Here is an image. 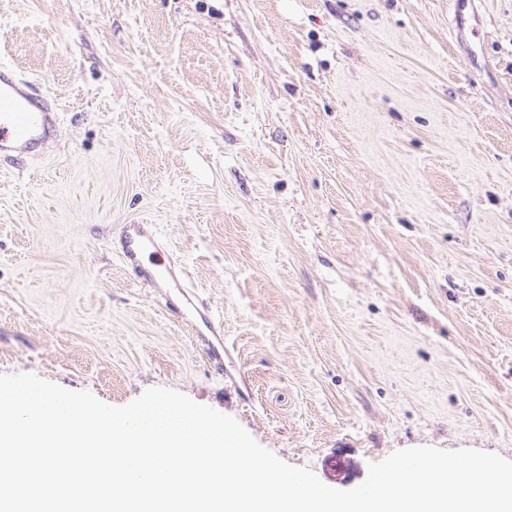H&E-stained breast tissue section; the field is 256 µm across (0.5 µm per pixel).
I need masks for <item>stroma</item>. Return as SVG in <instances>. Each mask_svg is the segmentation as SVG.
Masks as SVG:
<instances>
[{"label":"stroma","mask_w":512,"mask_h":512,"mask_svg":"<svg viewBox=\"0 0 512 512\" xmlns=\"http://www.w3.org/2000/svg\"><path fill=\"white\" fill-rule=\"evenodd\" d=\"M0 60L62 112L0 163V374L182 392L340 490L405 448L512 460V0H0ZM160 239L150 224H124L117 238L112 239V251L119 257L121 265L136 285L142 288H173L164 293V307L169 316L178 322L190 325L203 346L209 365L218 374L224 372V336L222 326L216 322L211 310L199 300L192 286L183 282V267L171 264L164 268H149L145 258L157 253ZM200 319L204 329L198 327Z\"/></svg>","instance_id":"35a3bbf8"}]
</instances>
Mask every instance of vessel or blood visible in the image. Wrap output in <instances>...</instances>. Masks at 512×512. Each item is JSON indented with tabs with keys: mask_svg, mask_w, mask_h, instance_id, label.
I'll return each mask as SVG.
<instances>
[{
	"mask_svg": "<svg viewBox=\"0 0 512 512\" xmlns=\"http://www.w3.org/2000/svg\"><path fill=\"white\" fill-rule=\"evenodd\" d=\"M61 114L48 96L15 67L0 64V159L18 161L45 155L54 145ZM160 239L149 224L122 225L112 250L127 274L143 288L164 289V307L178 322L196 326L203 353L215 372L224 370V336L208 307L183 281L179 266L150 268L147 256L157 253Z\"/></svg>",
	"mask_w": 512,
	"mask_h": 512,
	"instance_id": "obj_1",
	"label": "vessel or blood"
}]
</instances>
